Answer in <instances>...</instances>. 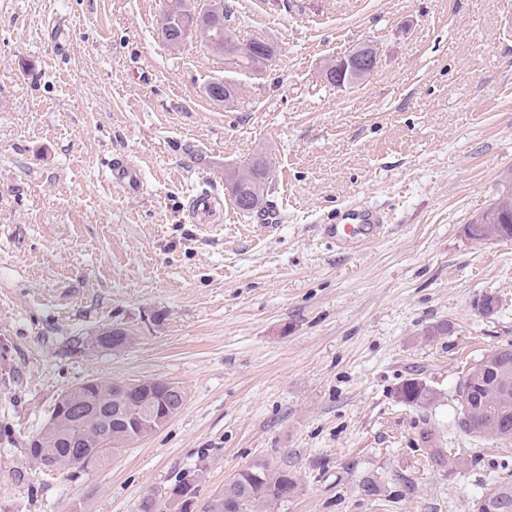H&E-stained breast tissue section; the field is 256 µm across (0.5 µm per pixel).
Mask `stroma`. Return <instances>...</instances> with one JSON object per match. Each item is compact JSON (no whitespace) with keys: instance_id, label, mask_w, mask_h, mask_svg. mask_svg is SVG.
<instances>
[{"instance_id":"35a3bbf8","label":"stroma","mask_w":512,"mask_h":512,"mask_svg":"<svg viewBox=\"0 0 512 512\" xmlns=\"http://www.w3.org/2000/svg\"><path fill=\"white\" fill-rule=\"evenodd\" d=\"M226 2L239 41L275 45L270 69L197 38L170 52L163 0H0V512H139L150 493L178 512V480L202 502L257 460L297 479L270 512H476L512 474V442L458 429L455 392L512 345V240L465 233L512 170V0ZM365 41L370 76L329 84ZM217 80L231 103L208 97ZM260 155L273 222L226 189ZM121 157L139 190L110 183ZM351 204L390 221L340 247L324 227ZM114 328L131 345L97 347ZM90 378L187 398L89 473L34 463L30 439ZM410 379L434 400L403 402ZM430 448L471 463L429 466ZM377 61L378 56L373 45L370 42L363 43L348 58L327 64L324 69V77L329 76L331 74L330 71H333L332 74L336 71V73L338 72L343 75L345 71H354L356 68L365 65L375 67Z\"/></svg>"}]
</instances>
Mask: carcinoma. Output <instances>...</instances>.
<instances>
[{"instance_id":"obj_1","label":"carcinoma","mask_w":512,"mask_h":512,"mask_svg":"<svg viewBox=\"0 0 512 512\" xmlns=\"http://www.w3.org/2000/svg\"><path fill=\"white\" fill-rule=\"evenodd\" d=\"M241 175L243 182L230 185V195L246 190L259 204H265L270 178L267 158L257 157ZM491 223L512 225V202H502L488 223L473 218L465 232L470 239L480 241L487 237ZM490 355L491 361L484 369L489 380L465 374L457 384V396L466 397L474 411L468 419L459 416L458 427L491 442L512 441V406L490 394L495 374L505 370L512 373V346L493 349ZM112 388L111 380L92 379L90 394L106 413L108 422L101 421L97 415L82 416L75 407L65 411L66 429L57 432L47 428L39 432L49 468L69 475L75 471L87 473L112 452L135 441L128 435L127 424L140 414L141 401L116 396L112 394ZM399 395L404 402L418 406L427 405L434 398L429 388L414 379L401 386ZM426 458L436 466L448 467L450 473L469 463V459L461 458L457 453L445 454L443 448L426 449ZM235 477L237 482L227 492L211 495L200 506V512H267V508L287 498L297 485L288 468L276 467L267 461L258 460L236 472ZM172 493L174 498L181 500L180 512H190L196 505L197 492L191 482L175 484ZM478 512H512V481H496L481 498Z\"/></svg>"}]
</instances>
